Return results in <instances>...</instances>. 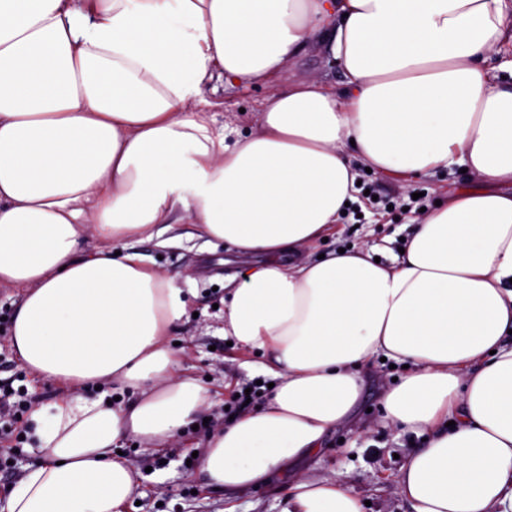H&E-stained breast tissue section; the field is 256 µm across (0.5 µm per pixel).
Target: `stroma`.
I'll use <instances>...</instances> for the list:
<instances>
[{"label": "stroma", "instance_id": "obj_1", "mask_svg": "<svg viewBox=\"0 0 512 512\" xmlns=\"http://www.w3.org/2000/svg\"><path fill=\"white\" fill-rule=\"evenodd\" d=\"M208 96L219 103L214 113L217 124L246 128L265 101L267 90L260 85L233 87L215 81ZM360 180L362 189L378 196V204L364 198L353 205L327 238L309 246L310 256L355 245L376 248L381 261H390L398 255L401 239L408 232L412 213L405 205L411 194H421L423 204L431 205L472 186L468 175L456 169L441 170L405 186L399 179L372 172L361 173ZM189 230V225H174L178 239L167 246L138 236L129 243L152 268L185 282L186 313L170 339L176 344L179 372L203 381L210 405L202 412L203 422L197 428L183 429L170 445L153 448L133 436L119 443L124 460L139 474L138 488L125 512H281L287 475H273L265 483L229 496L206 485L199 472L200 461L193 456L217 425L240 416L245 407L263 404L273 377L265 370L269 356L237 344L227 345L223 333L224 278L241 272L246 264L260 263V256L237 255L220 240L189 238ZM19 298L18 289L0 288V380L23 391L32 406L49 407L66 397L71 388L40 379L20 363L8 335L9 319ZM405 373L403 366L376 363L352 420L326 435L323 448L296 465L297 470L343 482L364 501L363 512H409L397 492L396 479L422 440L412 432L384 425L382 407L385 391ZM247 389L253 397L249 404H240L237 395ZM32 431V424H25L19 451L10 465H0V512H8L10 489L44 460Z\"/></svg>", "mask_w": 512, "mask_h": 512}]
</instances>
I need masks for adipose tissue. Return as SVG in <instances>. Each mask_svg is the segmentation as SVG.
<instances>
[{
	"label": "adipose tissue",
	"mask_w": 512,
	"mask_h": 512,
	"mask_svg": "<svg viewBox=\"0 0 512 512\" xmlns=\"http://www.w3.org/2000/svg\"><path fill=\"white\" fill-rule=\"evenodd\" d=\"M312 43L341 92L289 77ZM509 47L512 0H0L10 342L38 376L100 388L32 411L46 461L8 512H123L137 474L113 447H163L205 407L167 343L183 290L126 244L162 237L178 211L198 236L266 256L225 282L223 331L268 353L277 384L209 434L208 483L234 493L317 452L383 357L409 367L384 419L424 439L397 479L411 512H512ZM217 77L269 85L257 132L215 126ZM456 166L482 189L413 217L399 259L306 257L356 202L359 169ZM282 512L361 504L296 477Z\"/></svg>",
	"instance_id": "ef3b65f1"
}]
</instances>
